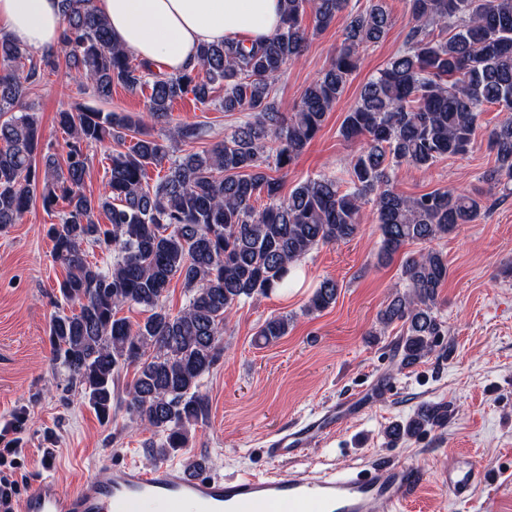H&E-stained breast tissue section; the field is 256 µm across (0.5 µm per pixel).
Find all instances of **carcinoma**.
<instances>
[{
    "label": "carcinoma",
    "instance_id": "carcinoma-1",
    "mask_svg": "<svg viewBox=\"0 0 512 512\" xmlns=\"http://www.w3.org/2000/svg\"><path fill=\"white\" fill-rule=\"evenodd\" d=\"M282 26L262 41L200 47L197 66L162 75L112 43L94 0H62L59 49L35 56L0 36V227L17 223L41 189L44 210L65 204L61 223L47 236L52 257L65 270L59 283L71 314L54 316L49 341L54 360L78 384L100 418L125 409L151 432L147 447L158 460L188 447L191 430L206 418L201 380L220 360L224 322L245 299L291 286L297 263L320 245L353 238L362 204L373 205L382 236L378 261L391 259L409 243H426L472 223L486 201L455 188L407 196L396 190L394 167L429 169L437 159L466 153L476 140L485 103L504 112L487 135L496 165L484 176L486 194L512 183V0H406L409 18L403 49L362 88L341 127L342 137L361 147L352 161L351 183L310 178L288 195L281 171L301 155L343 96L361 53L381 41L392 26L385 0H283ZM314 28L343 20V41L330 67L303 91L295 111L277 109L271 91L286 65L305 47L307 15ZM69 74L103 99L120 85L146 92V117L76 107L56 113L69 136L65 157L43 150L38 120L23 100L46 74ZM224 86L220 106L247 120L224 140L201 152L172 159L145 118L166 122L174 102L193 94L204 105L213 85ZM127 150L109 155L107 182L95 196L85 192L87 148L125 133ZM197 125H178L170 138L192 142ZM42 156L43 167L36 157ZM168 164L160 180L148 168ZM265 199L261 208L255 202ZM104 213L108 223L96 218ZM112 253L101 264L92 248ZM181 280L188 302L176 313L163 305L172 279ZM448 279V261L433 249L405 258L403 291L378 313L385 331L401 324L396 345L401 365L429 356L442 336L434 311L439 288ZM338 284L320 282L309 311L336 303ZM140 307L143 321L118 316ZM288 333V317L267 319L255 342L267 345ZM133 369L120 399L121 374ZM448 406H421L406 424L387 430L396 443L429 427H441Z\"/></svg>",
    "mask_w": 512,
    "mask_h": 512
}]
</instances>
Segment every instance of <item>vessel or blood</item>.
I'll use <instances>...</instances> for the list:
<instances>
[{
	"label": "vessel or blood",
	"mask_w": 512,
	"mask_h": 512,
	"mask_svg": "<svg viewBox=\"0 0 512 512\" xmlns=\"http://www.w3.org/2000/svg\"><path fill=\"white\" fill-rule=\"evenodd\" d=\"M325 422L277 434L267 453L283 459L304 454ZM489 471L472 459L451 461L444 485L451 499L463 501L488 482ZM423 472L408 463H380L344 473L281 470L229 478L192 475L172 462L145 471L133 464L104 461L90 478L54 492L28 489L14 512H378L402 506L423 485Z\"/></svg>",
	"instance_id": "1"
}]
</instances>
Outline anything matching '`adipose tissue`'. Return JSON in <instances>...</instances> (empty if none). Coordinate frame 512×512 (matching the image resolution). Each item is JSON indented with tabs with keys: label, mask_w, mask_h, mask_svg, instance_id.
Here are the masks:
<instances>
[{
	"label": "adipose tissue",
	"mask_w": 512,
	"mask_h": 512,
	"mask_svg": "<svg viewBox=\"0 0 512 512\" xmlns=\"http://www.w3.org/2000/svg\"><path fill=\"white\" fill-rule=\"evenodd\" d=\"M114 44L168 74L197 61L201 45L259 41L282 24V0H95ZM60 0H0V35L39 51L60 45Z\"/></svg>",
	"instance_id": "1"
}]
</instances>
